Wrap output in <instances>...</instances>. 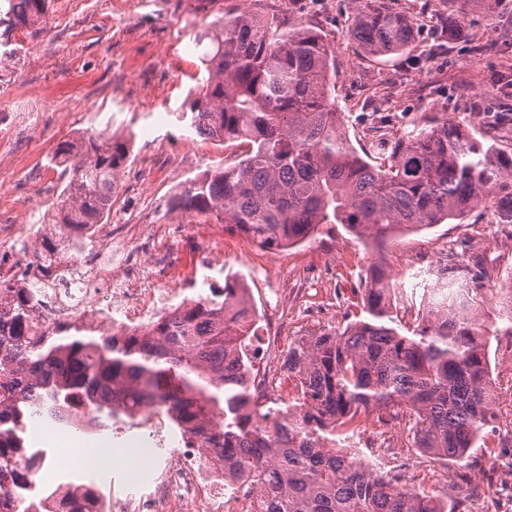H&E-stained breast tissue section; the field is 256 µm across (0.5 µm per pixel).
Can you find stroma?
Listing matches in <instances>:
<instances>
[{
    "label": "stroma",
    "instance_id": "stroma-1",
    "mask_svg": "<svg viewBox=\"0 0 512 512\" xmlns=\"http://www.w3.org/2000/svg\"><path fill=\"white\" fill-rule=\"evenodd\" d=\"M316 2L289 0L287 9L277 12L285 25L317 29L332 45L336 109L355 147L374 140V127L398 136L445 114L512 152V0L456 21L444 0H390L414 20L418 39L409 53L380 58L363 56L350 35L353 0H331L323 9ZM274 5L275 0H51L39 24L14 32L20 50L0 64L10 77L0 86V113L12 111L20 95L54 103L43 125L0 158V178L7 185L0 210L18 224L39 222L64 183L55 179L35 197L28 167L47 165L59 143L96 131L131 142L116 192L126 212L139 214L150 203L168 213L171 223H181V212L170 208L180 183L233 164L240 152L235 143L210 139H198L193 150L185 145L189 129L177 114L200 75L191 35L226 12L270 11ZM152 153L175 160L174 173L128 183ZM450 248L483 255L500 275L512 272V231L495 222L489 207L471 211L463 222L406 232L381 245L358 239L339 224L321 225L305 243L286 250L267 249L228 231L224 270L244 274L264 310L274 307L277 294L287 293L284 334L294 341L346 326L348 304L373 263L393 274ZM479 313L496 331L489 345L490 378L499 394L497 408L505 411L512 407V335L504 331L496 298L486 296ZM376 429V423L366 422L346 448L441 502H462L465 512H499L490 483L512 472L501 452L508 440L504 432L487 433L485 447L447 465L408 447L407 429L395 421L387 429L404 448L399 457H388L376 446Z\"/></svg>",
    "mask_w": 512,
    "mask_h": 512
}]
</instances>
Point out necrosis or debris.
Wrapping results in <instances>:
<instances>
[{
    "label": "necrosis or debris",
    "mask_w": 512,
    "mask_h": 512,
    "mask_svg": "<svg viewBox=\"0 0 512 512\" xmlns=\"http://www.w3.org/2000/svg\"><path fill=\"white\" fill-rule=\"evenodd\" d=\"M175 231V225L153 220L80 225L56 258V288L35 304L37 334L71 322L103 338L139 335L199 293L198 269L223 277V263L208 248L196 251L190 274L178 272L177 259H160L157 244ZM119 418L115 432L125 441L118 447L91 430L93 413L85 407L58 425L37 423L39 442L50 457L34 469L30 493L46 488L54 457L80 461L82 470L100 477L120 469L135 486L127 492L105 483L89 491L72 484L64 494L69 512H258L255 485L225 467L220 452L202 449L195 437H173L168 415L129 404Z\"/></svg>",
    "instance_id": "4bbe7bcc"
}]
</instances>
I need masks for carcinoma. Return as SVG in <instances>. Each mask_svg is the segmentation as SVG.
<instances>
[{
	"instance_id": "1",
	"label": "carcinoma",
	"mask_w": 512,
	"mask_h": 512,
	"mask_svg": "<svg viewBox=\"0 0 512 512\" xmlns=\"http://www.w3.org/2000/svg\"><path fill=\"white\" fill-rule=\"evenodd\" d=\"M49 2L0 0L1 55H15L14 29L39 22ZM355 2L350 35L365 54L411 50L415 24L405 14L385 0ZM447 2L456 13L491 12L497 0ZM192 43L204 48V76L180 119L204 139L244 146L236 164L208 170L176 194L173 207L196 222L276 250L306 241L321 224L382 243L489 203L500 223L512 224V153L453 118L381 136L370 145L374 161L361 158L342 132L332 47L317 32L235 11ZM128 156L125 143L103 133L58 144L50 164L72 176L46 223H103ZM60 251L53 234L44 236L38 277L23 288L0 285V480L12 486L0 512H37L24 493L38 456L25 439L31 418L54 421L79 403L109 428L122 398L152 404L203 447L224 449V464L258 485L263 512H461L377 464L357 465L336 443L357 434L365 417L385 424L406 416L414 447L448 465L494 427L490 330L476 311L497 272L481 257L437 267L411 325L394 313L396 291L374 265L356 319L288 346L285 412L253 400V368L238 355L248 322L237 310L252 303L239 276H224V287L139 336L110 341L65 323L37 340L31 301L56 287Z\"/></svg>"
}]
</instances>
